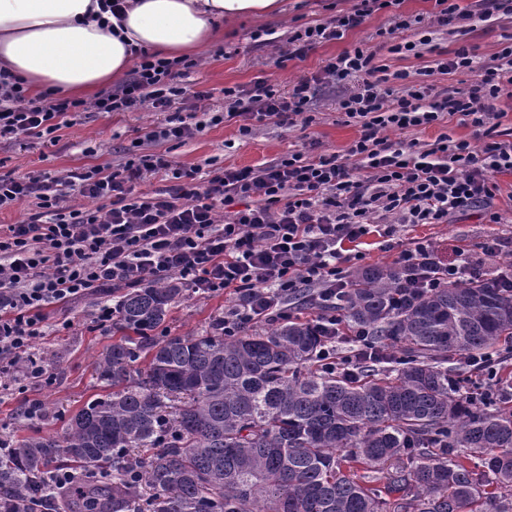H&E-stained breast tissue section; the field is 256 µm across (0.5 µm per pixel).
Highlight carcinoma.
<instances>
[{"mask_svg": "<svg viewBox=\"0 0 512 512\" xmlns=\"http://www.w3.org/2000/svg\"><path fill=\"white\" fill-rule=\"evenodd\" d=\"M407 273L349 275L343 323L398 356L356 378L322 368L309 320L150 336L182 288L124 289L106 394L1 458L0 493L61 468L83 474L64 512H512V406L463 411L447 367L512 339V292L480 276L413 291Z\"/></svg>", "mask_w": 512, "mask_h": 512, "instance_id": "1", "label": "carcinoma"}]
</instances>
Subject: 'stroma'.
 Listing matches in <instances>:
<instances>
[{
  "mask_svg": "<svg viewBox=\"0 0 512 512\" xmlns=\"http://www.w3.org/2000/svg\"><path fill=\"white\" fill-rule=\"evenodd\" d=\"M356 0H282L279 14L263 22L242 20L223 37L211 44L196 66L188 81L195 89L209 92L210 97L197 114L204 122V129L184 143L176 141L146 144L149 152L161 153L178 164L192 166L213 161L215 166H255L275 159L290 151L301 149L306 138L319 140L324 150L339 152L357 137L356 126L344 123L336 110V97L341 86H317L312 100L315 117L311 125L296 122L294 126L274 123L243 136L236 122L210 125L212 113L223 111V90L229 86L245 87L258 76H268L281 85L302 76L317 73L325 59L345 49L363 45L376 50L390 70L416 71L423 67V60L400 57L382 49L379 29L387 28L393 11L382 9L367 19L364 26L349 34L343 41L318 46L306 58L279 62L282 50L287 49V38L306 25L326 20L350 10ZM274 30L277 41L267 46L256 45L252 33L258 27ZM512 31V17H502L497 24H477L468 33L440 31L435 42L440 49L453 50L467 43L476 46L479 55L490 57L500 48L502 31ZM164 114L150 110L138 112H81L74 125L59 132L60 140L54 145L31 143L20 147L11 143L0 144V174L24 177L32 172L60 176L66 171L92 166L116 165L124 161L132 140L142 135L145 127L164 121ZM500 238L505 248L502 262L512 261V223H486L481 211L475 210L451 217L445 224H424L399 228L390 248L379 247L376 236H368L360 245L363 265L393 263L397 253L414 238L433 242L442 262L453 261L458 251H473L487 239ZM97 296L84 297L65 308H49V328L46 336L35 347L36 356L44 358L52 376V384L30 383L25 392L10 389L0 392V432L19 441L36 432H58L62 422L31 421L24 417L26 401L36 399L69 416L76 413L87 401L102 393L103 385L95 370L97 355L112 342L111 331L96 329L93 313ZM237 305L233 296L215 295L200 298L191 290H183L172 304L166 322L170 336H198L210 329L215 319Z\"/></svg>",
  "mask_w": 512,
  "mask_h": 512,
  "instance_id": "35a3bbf8",
  "label": "stroma"
}]
</instances>
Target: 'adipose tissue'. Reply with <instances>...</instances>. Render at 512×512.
Here are the masks:
<instances>
[{"instance_id": "adipose-tissue-1", "label": "adipose tissue", "mask_w": 512, "mask_h": 512, "mask_svg": "<svg viewBox=\"0 0 512 512\" xmlns=\"http://www.w3.org/2000/svg\"><path fill=\"white\" fill-rule=\"evenodd\" d=\"M100 2L0 0V70L34 92L90 94L120 80L137 50L197 55L220 24L280 10V0H125L120 21Z\"/></svg>"}]
</instances>
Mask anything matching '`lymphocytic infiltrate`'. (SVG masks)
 Here are the masks:
<instances>
[{
    "instance_id": "f902f5d3",
    "label": "lymphocytic infiltrate",
    "mask_w": 512,
    "mask_h": 512,
    "mask_svg": "<svg viewBox=\"0 0 512 512\" xmlns=\"http://www.w3.org/2000/svg\"><path fill=\"white\" fill-rule=\"evenodd\" d=\"M400 0H358L349 11L294 32L286 59H304L317 45L343 40L376 10ZM512 15V0H435L430 19L393 15L389 33L421 25L415 41L391 45L390 53L423 58L431 65L421 79L407 70L389 72L377 51L357 46L326 59L320 71L279 89L258 77L249 87L224 90V109L211 124L239 120L248 136L268 121L294 125L309 112L316 84L348 85L336 110L360 128L345 154L322 151L318 140L303 150L255 167L190 168L165 155L131 151L118 165L88 166L64 177L31 174L0 176V211L28 200V216L0 224V374L41 381L47 369L33 349L48 329L45 309L79 298L135 288L177 276L194 294L206 298L224 292L239 305L224 318L225 333L256 319L288 317L292 296L308 289L320 307L313 320L322 338L323 368L355 374L375 353L366 336L355 334L349 355L338 356L341 317L337 299L347 289L344 243L374 233L388 238L405 224H444L455 214L482 211L491 224L503 223L494 208L500 190L493 177L512 174V139H500L505 116L497 102L512 87V33L501 48L481 59L474 47L436 51L433 37L442 28L496 15ZM189 60H166L143 52L128 77L93 100L32 98L22 82L0 74V141L20 137L57 142V133L80 112L165 113L163 123L147 128L150 142L192 139L202 128L194 113L210 94L185 82ZM472 74L464 89H440L428 75ZM470 128L456 139L440 134L427 143L389 141L386 132L424 130L450 120ZM168 187L150 194L138 185L152 176ZM78 188L93 200L88 209L63 204L65 192ZM503 245L491 239L482 255L461 256L445 264V279L468 278L473 266L498 257ZM432 243L411 240L395 262L410 272V287L436 288L427 262L436 260ZM76 473L54 470L36 478L15 512H51L52 488L74 490Z\"/></svg>"
}]
</instances>
